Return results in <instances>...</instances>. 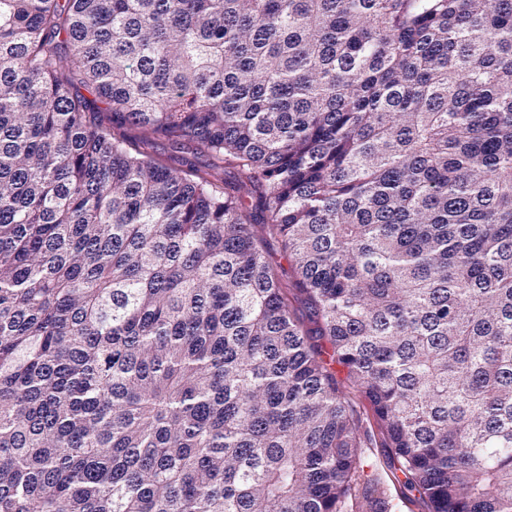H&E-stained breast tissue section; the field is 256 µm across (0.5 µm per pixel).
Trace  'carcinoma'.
Segmentation results:
<instances>
[{
    "mask_svg": "<svg viewBox=\"0 0 512 512\" xmlns=\"http://www.w3.org/2000/svg\"><path fill=\"white\" fill-rule=\"evenodd\" d=\"M337 365L512 512V0H0V512H387Z\"/></svg>",
    "mask_w": 512,
    "mask_h": 512,
    "instance_id": "cac0c4a2",
    "label": "carcinoma"
}]
</instances>
